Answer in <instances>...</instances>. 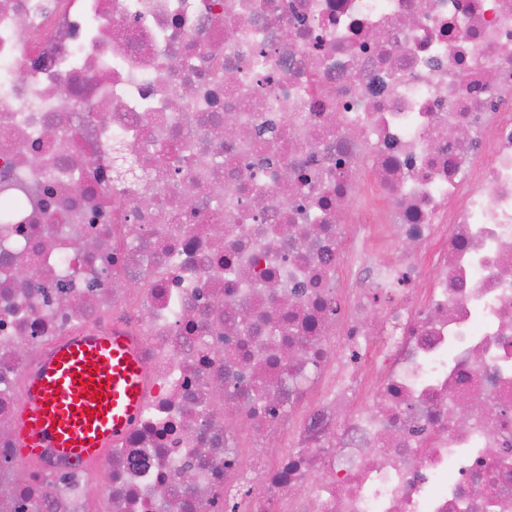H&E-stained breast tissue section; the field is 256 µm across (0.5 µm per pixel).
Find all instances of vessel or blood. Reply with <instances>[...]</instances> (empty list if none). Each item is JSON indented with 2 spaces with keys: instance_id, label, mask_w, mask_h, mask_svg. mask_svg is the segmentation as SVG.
<instances>
[{
  "instance_id": "1",
  "label": "vessel or blood",
  "mask_w": 512,
  "mask_h": 512,
  "mask_svg": "<svg viewBox=\"0 0 512 512\" xmlns=\"http://www.w3.org/2000/svg\"><path fill=\"white\" fill-rule=\"evenodd\" d=\"M145 393V365L131 336L91 330L59 342L22 389L14 438L19 459L99 461L136 422Z\"/></svg>"
}]
</instances>
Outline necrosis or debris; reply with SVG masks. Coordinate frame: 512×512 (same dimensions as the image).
<instances>
[{"label":"necrosis or debris","mask_w":512,"mask_h":512,"mask_svg":"<svg viewBox=\"0 0 512 512\" xmlns=\"http://www.w3.org/2000/svg\"><path fill=\"white\" fill-rule=\"evenodd\" d=\"M113 327L130 432L18 460L25 375ZM93 497L512 512V0H0V512Z\"/></svg>","instance_id":"necrosis-or-debris-1"}]
</instances>
